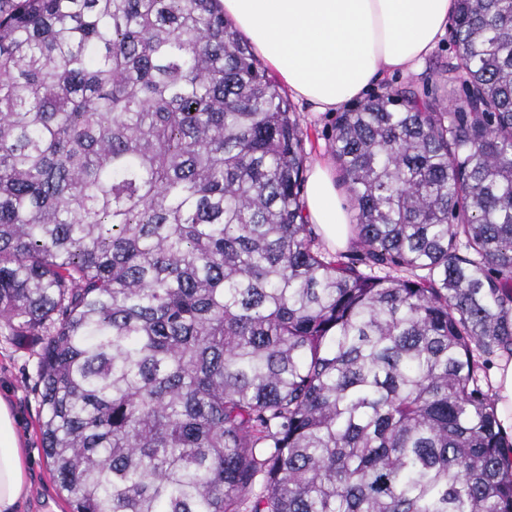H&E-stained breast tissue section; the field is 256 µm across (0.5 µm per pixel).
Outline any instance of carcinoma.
Returning a JSON list of instances; mask_svg holds the SVG:
<instances>
[{
    "instance_id": "carcinoma-1",
    "label": "carcinoma",
    "mask_w": 512,
    "mask_h": 512,
    "mask_svg": "<svg viewBox=\"0 0 512 512\" xmlns=\"http://www.w3.org/2000/svg\"><path fill=\"white\" fill-rule=\"evenodd\" d=\"M451 35L456 111L341 113L351 256L222 0H0V327L71 512H512V0ZM503 356L505 355L497 354L490 357L485 371L493 394L496 388V405L501 428L505 435L512 436V360L503 361L495 369V387L493 381V368Z\"/></svg>"
}]
</instances>
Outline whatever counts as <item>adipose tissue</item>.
<instances>
[{
    "mask_svg": "<svg viewBox=\"0 0 512 512\" xmlns=\"http://www.w3.org/2000/svg\"><path fill=\"white\" fill-rule=\"evenodd\" d=\"M224 14L295 99L337 112L385 76L416 70L448 31L455 0H223ZM305 214L329 249L346 247L349 217L322 162L306 179ZM29 463L0 397V512H18Z\"/></svg>",
    "mask_w": 512,
    "mask_h": 512,
    "instance_id": "ef3b65f1",
    "label": "adipose tissue"
}]
</instances>
